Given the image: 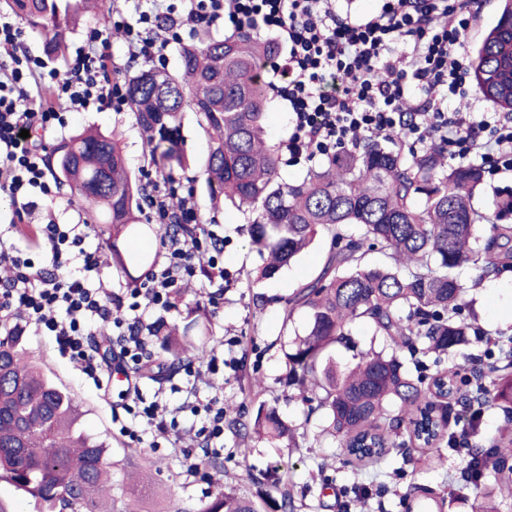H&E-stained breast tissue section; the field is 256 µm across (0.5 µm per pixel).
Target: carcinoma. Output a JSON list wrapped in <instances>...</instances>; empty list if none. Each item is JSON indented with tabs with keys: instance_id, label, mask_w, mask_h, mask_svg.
I'll list each match as a JSON object with an SVG mask.
<instances>
[{
	"instance_id": "cac0c4a2",
	"label": "carcinoma",
	"mask_w": 512,
	"mask_h": 512,
	"mask_svg": "<svg viewBox=\"0 0 512 512\" xmlns=\"http://www.w3.org/2000/svg\"><path fill=\"white\" fill-rule=\"evenodd\" d=\"M88 0H0L43 38V51L62 54L63 37ZM270 45L252 36L209 33L179 50L180 71L143 70L126 83L127 102L145 140V156L170 177L185 169L184 112L199 117L210 141L204 162L213 201L251 215L248 233L262 259L258 280L289 267L321 232L333 249L318 274L288 297L285 320L308 310L305 333L284 352L285 384L297 398L323 411L336 437L339 456L364 465L385 459L394 448L411 456L445 436L452 402L497 407L505 426L488 446L465 442L466 478L478 490L474 512H493L487 503L506 490L512 495V336H500L487 359L501 372L488 382L480 359L444 368L448 353L483 340L462 315L465 268L480 280L512 263V224H493L482 247L477 232L484 216L472 203L485 169L448 166L442 146L406 158L402 144L366 138L328 159L300 182L279 178L280 155L265 138L268 84L260 62ZM479 92L512 112V0L471 59ZM51 175L91 204L101 232L112 233V258L126 277L151 268L148 252L124 260L120 243L157 233L141 219L143 187L130 175L117 132L86 131L57 144L48 160ZM380 246L384 260L367 255ZM363 320L389 341L390 354L372 349L346 373L336 371L331 350L350 341L348 327ZM208 326L193 320L166 333L169 367L192 353L202 360L200 337ZM409 356L415 371L406 366ZM435 374H425L428 365ZM71 393L42 369L14 329L0 339V479L39 505V512H109L112 462L108 446L83 433ZM253 432L271 439L294 438L276 407L259 405ZM430 500L443 512L445 498L424 485L403 497L406 512ZM192 512H258L245 497L218 491Z\"/></svg>"
}]
</instances>
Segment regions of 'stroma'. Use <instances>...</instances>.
Returning <instances> with one entry per match:
<instances>
[{
	"instance_id": "obj_1",
	"label": "stroma",
	"mask_w": 512,
	"mask_h": 512,
	"mask_svg": "<svg viewBox=\"0 0 512 512\" xmlns=\"http://www.w3.org/2000/svg\"><path fill=\"white\" fill-rule=\"evenodd\" d=\"M78 25L65 35L61 58L51 65L64 69L67 58L94 31H102L105 50L112 58V78L126 82L138 71L150 68L145 59L129 61L123 35L111 26L116 0H92ZM183 135L192 159L190 167L175 174L177 181L193 190L198 219L203 224L224 227V295L210 299V283L195 276L191 283L178 286L172 306L165 312L168 324L181 326L187 320L199 319L210 324L206 336L208 350L235 357L234 367L209 371L205 362L194 361L193 375L176 369L155 381L145 378L140 365H126L125 371L145 399L163 391L167 401H184L187 384H195L201 399L215 400L224 409V448L213 456L210 465H201L204 455L201 441L189 430L191 412L178 415L181 442L178 447H151L149 441L136 442L123 435L120 427L129 423L123 414L126 402L124 384L112 382L96 387L76 364L60 357L48 337L27 328L28 348L38 358L45 373L63 384L73 395L79 413V427L86 434L105 441L111 448L112 512H184L207 501L216 490L244 495L252 499L259 512H274L282 492H290L296 512H346L349 488L365 490L369 499L364 512H405L404 493L411 484L429 485L446 498L444 512H472L476 489L464 484L462 474L468 458L465 453L449 448L447 442L433 447V454L445 463L435 468H421L394 456L374 465L357 466L343 463L336 455L335 438L324 431L321 413H309L307 404L295 396L282 380L285 372L283 349L308 326L306 310H296L291 321H284L286 299L320 270L331 248V238L319 235L313 244L289 269L279 276L255 282L248 270L260 265L261 258L252 247L246 226L247 215L230 207L214 208L203 175V162L209 141L197 124V116L184 114ZM101 131L117 130L122 134V147L133 177L146 180L151 169L144 161V138L131 110L73 114L64 134L53 135L49 145H57L63 136L74 135L86 127ZM51 198L44 208H55L57 202L71 200L61 223H83L87 226L85 248L97 253L103 265L90 281L91 287L111 290L113 295L127 296L132 282L118 272L112 262V246L98 226L90 224L80 203L71 199L67 185L50 180ZM512 195V171H487L473 198L475 209L487 217H495L498 200ZM461 278L468 288L469 304L463 315L477 324L487 337L512 336V269L504 271L493 282L475 280L471 271ZM265 297V306H257V297ZM260 378L263 391L260 400L277 406L281 416L295 429L294 445L258 438L251 431L257 403L245 396L248 378ZM177 391H170V384Z\"/></svg>"
}]
</instances>
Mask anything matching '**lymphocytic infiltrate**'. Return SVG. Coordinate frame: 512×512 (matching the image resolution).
<instances>
[{
    "mask_svg": "<svg viewBox=\"0 0 512 512\" xmlns=\"http://www.w3.org/2000/svg\"><path fill=\"white\" fill-rule=\"evenodd\" d=\"M478 9L479 0H382L376 13L360 18L338 10L336 0H170L165 15L140 13L124 33L133 60L166 48L164 25L178 14L193 26L225 18L237 33L272 34L284 53L277 76L292 129L290 155H327L364 134L391 138L407 129L420 140L454 146L459 161H490L512 171L511 112H485L474 122L428 97L436 90L454 96L464 85L467 70L458 49ZM21 36L13 22L0 19V191L14 204L12 221L0 225V264L12 270L0 282V311H19L98 381L105 374L92 344L98 329H117L123 357L138 363L145 354L122 299L89 286L99 257L86 251L76 224L44 225L40 261L13 234L16 219L50 193L47 137L66 128L69 114L121 111L125 90L107 75L103 53L78 47L61 72L23 50ZM383 70L389 79H379ZM178 191L163 177L145 185L151 221L181 226L164 242L147 282L131 291L148 309L166 307L176 282L194 276L193 254H208L216 274L224 272L223 227L200 223L190 203L172 210Z\"/></svg>",
    "mask_w": 512,
    "mask_h": 512,
    "instance_id": "obj_1",
    "label": "lymphocytic infiltrate"
}]
</instances>
